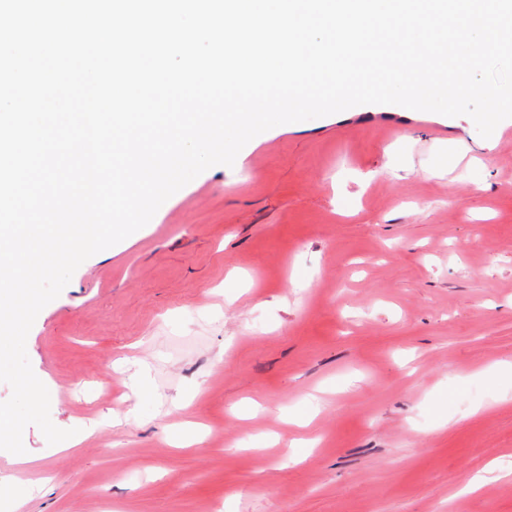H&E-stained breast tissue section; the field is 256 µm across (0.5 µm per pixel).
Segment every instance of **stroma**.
<instances>
[{
	"instance_id": "obj_1",
	"label": "stroma",
	"mask_w": 512,
	"mask_h": 512,
	"mask_svg": "<svg viewBox=\"0 0 512 512\" xmlns=\"http://www.w3.org/2000/svg\"><path fill=\"white\" fill-rule=\"evenodd\" d=\"M26 350L90 432L27 426L0 512H512V123L491 150L399 105L274 129L84 261Z\"/></svg>"
}]
</instances>
